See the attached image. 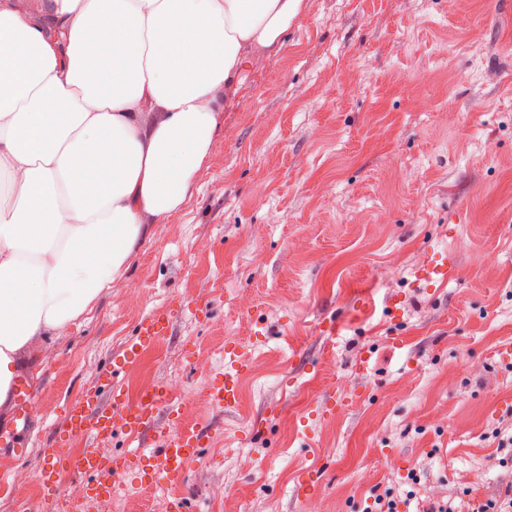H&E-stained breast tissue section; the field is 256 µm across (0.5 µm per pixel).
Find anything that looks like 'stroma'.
I'll list each match as a JSON object with an SVG mask.
<instances>
[{
    "label": "stroma",
    "instance_id": "stroma-1",
    "mask_svg": "<svg viewBox=\"0 0 512 512\" xmlns=\"http://www.w3.org/2000/svg\"><path fill=\"white\" fill-rule=\"evenodd\" d=\"M221 124L126 282L22 360L33 441L5 468L0 512H41L47 428L109 383L178 384L210 444L186 480L131 471L104 502L67 478L59 512H357L374 492L404 496L411 471L421 500L498 498L512 485L491 437L512 426V0H304ZM433 247L457 256L435 294L414 276ZM160 308L169 335L113 372ZM330 318L347 329L327 354ZM229 338L254 362L231 413L203 396ZM337 387L354 403L311 418ZM308 471L321 489L305 504L293 489Z\"/></svg>",
    "mask_w": 512,
    "mask_h": 512
}]
</instances>
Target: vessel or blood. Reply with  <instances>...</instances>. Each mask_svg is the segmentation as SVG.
<instances>
[{"label":"vessel or blood","mask_w":512,"mask_h":512,"mask_svg":"<svg viewBox=\"0 0 512 512\" xmlns=\"http://www.w3.org/2000/svg\"><path fill=\"white\" fill-rule=\"evenodd\" d=\"M457 263L455 253L445 249L430 251L417 268V283L432 289L447 284L448 277ZM171 329L166 313L155 312L141 320L135 336L125 344L124 362L137 361L143 352L153 348ZM252 367L250 356L234 340L224 344V376L220 382L208 387L206 398L210 405L224 411L237 408L241 382ZM33 392L26 383L16 384L13 392V421L9 434L0 433V454L20 461L26 455V435L30 431L27 406L33 403ZM166 418L167 431L160 445L155 448L125 450L104 461L96 441L122 428L131 438L139 437L153 427L159 418ZM61 436L55 437L44 448L46 466L39 485L44 512H54L64 496V479L75 476L88 479L87 490L97 498L112 495L116 477L142 462L150 467L145 478L152 484H165L176 478L186 477L205 445L204 433L193 424L186 423L166 385L142 389L137 396H128L123 390L112 387L107 394L85 392L67 404ZM78 436L86 446L81 453H72L66 440Z\"/></svg>","instance_id":"1"}]
</instances>
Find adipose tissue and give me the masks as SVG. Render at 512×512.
Segmentation results:
<instances>
[{"label": "adipose tissue", "mask_w": 512, "mask_h": 512, "mask_svg": "<svg viewBox=\"0 0 512 512\" xmlns=\"http://www.w3.org/2000/svg\"><path fill=\"white\" fill-rule=\"evenodd\" d=\"M303 0H0V402L187 202Z\"/></svg>", "instance_id": "ef3b65f1"}]
</instances>
